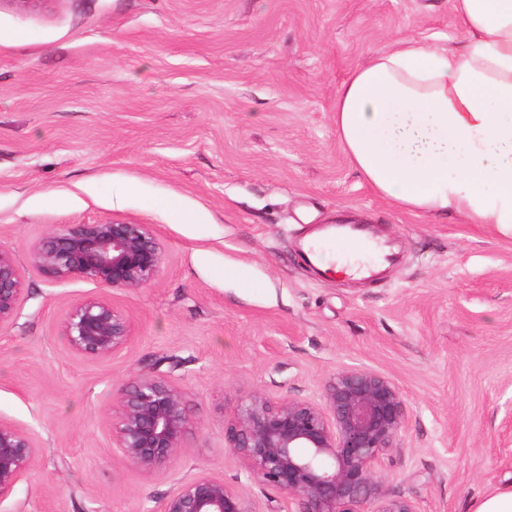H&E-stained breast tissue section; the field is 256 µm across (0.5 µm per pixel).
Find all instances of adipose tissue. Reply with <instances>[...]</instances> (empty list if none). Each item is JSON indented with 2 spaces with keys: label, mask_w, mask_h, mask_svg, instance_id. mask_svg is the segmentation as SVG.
<instances>
[{
  "label": "adipose tissue",
  "mask_w": 512,
  "mask_h": 512,
  "mask_svg": "<svg viewBox=\"0 0 512 512\" xmlns=\"http://www.w3.org/2000/svg\"><path fill=\"white\" fill-rule=\"evenodd\" d=\"M453 9V44L403 38L355 68L336 133L380 197L512 237V0Z\"/></svg>",
  "instance_id": "1"
}]
</instances>
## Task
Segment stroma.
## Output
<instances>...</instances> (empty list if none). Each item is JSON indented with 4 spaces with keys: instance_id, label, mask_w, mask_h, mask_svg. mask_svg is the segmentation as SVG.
<instances>
[{
    "instance_id": "stroma-1",
    "label": "stroma",
    "mask_w": 512,
    "mask_h": 512,
    "mask_svg": "<svg viewBox=\"0 0 512 512\" xmlns=\"http://www.w3.org/2000/svg\"><path fill=\"white\" fill-rule=\"evenodd\" d=\"M452 0H0V249L23 272L0 326V421L42 454L0 512H156L223 479L253 512L283 493L224 439L249 395L320 399L359 368L401 390L407 422L377 472L420 512H473L512 486V238L380 198L337 143L341 84L396 40L455 34ZM124 191L125 201L112 197ZM349 210L403 262L371 284L302 266L311 225ZM148 224L160 276L139 289L51 282L29 264L57 224ZM104 297L135 327L74 354L70 307ZM190 410L184 447L147 472L112 446V407L144 373Z\"/></svg>"
}]
</instances>
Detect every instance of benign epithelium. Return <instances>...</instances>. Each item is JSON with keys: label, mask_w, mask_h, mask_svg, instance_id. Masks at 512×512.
I'll return each mask as SVG.
<instances>
[{"label": "benign epithelium", "mask_w": 512, "mask_h": 512, "mask_svg": "<svg viewBox=\"0 0 512 512\" xmlns=\"http://www.w3.org/2000/svg\"><path fill=\"white\" fill-rule=\"evenodd\" d=\"M163 244L147 224L103 221L59 224L30 247L32 268L51 281L72 278L102 288L137 289L163 270ZM22 270L0 249V326L15 319ZM62 335L75 354L109 359L134 338V324L106 298L71 307ZM406 422L404 397L388 377L365 369L336 372L321 400H273L251 395L240 405L227 438L250 475L288 497L286 512H419L387 495L375 467L398 448ZM192 420L179 388L142 374L124 386L112 417V447L144 470L162 468L183 448ZM43 452L35 437L0 422V500ZM158 512H253L224 481L200 473L181 483Z\"/></svg>", "instance_id": "1"}]
</instances>
